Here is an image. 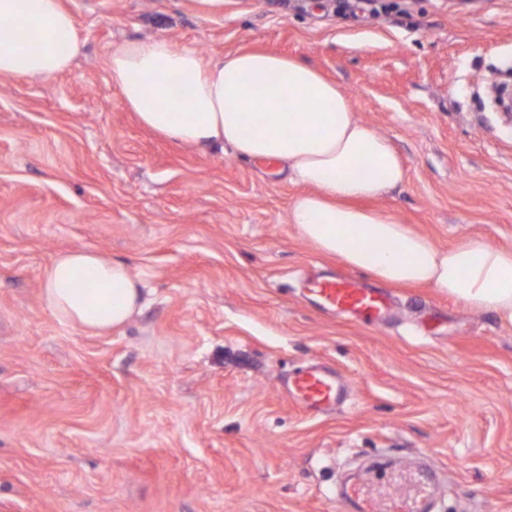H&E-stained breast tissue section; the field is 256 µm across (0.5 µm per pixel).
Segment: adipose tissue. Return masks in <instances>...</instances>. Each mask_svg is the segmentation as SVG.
<instances>
[{
  "instance_id": "adipose-tissue-1",
  "label": "adipose tissue",
  "mask_w": 512,
  "mask_h": 512,
  "mask_svg": "<svg viewBox=\"0 0 512 512\" xmlns=\"http://www.w3.org/2000/svg\"><path fill=\"white\" fill-rule=\"evenodd\" d=\"M81 51L63 0H0V76L49 78ZM120 103L145 127L201 149L276 160L303 193L288 221L303 240L379 282L428 285L491 310L512 326V249L481 236L437 247L397 217L358 207L402 185L406 167L392 142L358 121L348 98L306 61L260 50L203 59L164 38L112 50ZM187 89L179 108L171 87ZM256 120H249V110ZM41 302L61 323L103 334L142 308L143 285L123 263L81 248L53 255L42 269Z\"/></svg>"
}]
</instances>
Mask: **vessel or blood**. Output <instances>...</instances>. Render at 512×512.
Wrapping results in <instances>:
<instances>
[{
    "label": "vessel or blood",
    "instance_id": "vessel-or-blood-1",
    "mask_svg": "<svg viewBox=\"0 0 512 512\" xmlns=\"http://www.w3.org/2000/svg\"><path fill=\"white\" fill-rule=\"evenodd\" d=\"M302 278L308 298L317 301L323 309L353 316L362 324H377L391 311L389 293L367 287L354 277L327 278L306 272ZM284 390L303 412L319 416L344 403L352 388L336 372L310 367L290 378ZM342 496L352 501L358 512H429V498L423 491L418 492L410 505L396 502L385 509L362 498L360 489L354 485L344 488Z\"/></svg>",
    "mask_w": 512,
    "mask_h": 512
}]
</instances>
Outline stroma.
Returning <instances> with one entry per match:
<instances>
[{"label": "stroma", "instance_id": "obj_1", "mask_svg": "<svg viewBox=\"0 0 512 512\" xmlns=\"http://www.w3.org/2000/svg\"><path fill=\"white\" fill-rule=\"evenodd\" d=\"M64 0L82 51L0 77V512H347L336 481L434 468V512H512V327L427 286L395 315L322 312L298 271L351 274L288 222L279 164L177 145L119 102L109 57L165 38L203 57L260 48L336 82L388 137L402 186L373 201L441 248H512V122L487 88L512 64V0ZM147 288L104 335L59 323L40 274L62 250ZM321 362L353 385L327 415L281 383Z\"/></svg>", "mask_w": 512, "mask_h": 512}]
</instances>
